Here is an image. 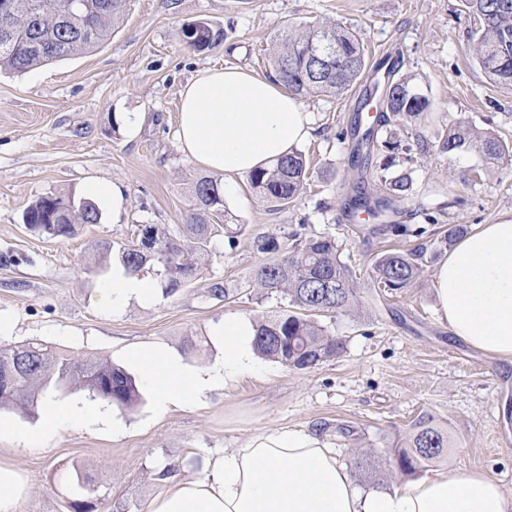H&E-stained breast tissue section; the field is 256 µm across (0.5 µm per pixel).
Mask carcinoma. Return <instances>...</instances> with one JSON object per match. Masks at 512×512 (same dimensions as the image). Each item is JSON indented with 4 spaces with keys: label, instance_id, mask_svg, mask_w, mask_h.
<instances>
[{
    "label": "carcinoma",
    "instance_id": "1",
    "mask_svg": "<svg viewBox=\"0 0 512 512\" xmlns=\"http://www.w3.org/2000/svg\"><path fill=\"white\" fill-rule=\"evenodd\" d=\"M474 20L470 39L473 59L486 79L495 85L512 86V0H462ZM8 17L0 16V72L23 73L34 67L78 55L104 42L123 22L130 0H10ZM188 45L202 50L223 39V31L198 21ZM271 64L276 77L296 96H336L356 84L366 69L365 46L358 31L336 23L309 22L284 28L272 39ZM331 56L334 72L314 78L309 63L312 53ZM379 123L398 126L430 112V101L415 91L413 77L402 75L389 81L380 100ZM350 135L357 156L369 157L382 146L374 130L362 129L355 121ZM474 149L487 160L500 162L512 157V146L493 132L470 122L456 121L440 150L453 155ZM250 187L265 202L281 207L295 201L306 189L310 169L306 158L292 152L267 169L248 175ZM411 182L405 175L381 181L377 207L406 198ZM195 208L177 234L166 232L159 242L160 254L149 259L136 246L122 250L121 260L130 274L139 273L147 263L163 265L166 288L173 292L187 270L194 272L198 261L208 255L218 225L211 223L224 208V190L210 178L199 179L194 188ZM101 213L90 199L73 201L48 194L30 204L24 221L37 232L54 238L75 235L82 224H96ZM292 243L280 247L273 236H258L252 247L273 259L256 272L253 287L266 295L276 294L286 309L256 324L257 353L288 368L303 370L334 358L343 351L344 340L321 324L318 317L330 313L349 314L360 305L363 288L340 259L336 238L325 234H291ZM425 248L409 252H388L372 265L370 282L396 293L412 287L423 274ZM11 362L13 381L0 383V409L29 413L40 398L66 385L88 393V399L108 407L129 410L141 400L136 379L122 367L97 360L67 358L50 346L29 340L0 348V365ZM452 445L448 431L433 418L416 419L404 441L386 456L390 475L405 478L427 464L441 459ZM358 472L368 478L380 471V456L360 453L355 458Z\"/></svg>",
    "mask_w": 512,
    "mask_h": 512
}]
</instances>
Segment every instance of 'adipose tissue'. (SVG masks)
<instances>
[{
    "mask_svg": "<svg viewBox=\"0 0 512 512\" xmlns=\"http://www.w3.org/2000/svg\"><path fill=\"white\" fill-rule=\"evenodd\" d=\"M313 132L310 113L279 81L244 68L202 71L181 92L182 152L228 178L268 166ZM432 289L452 336L512 363V218L473 225L436 269ZM216 334L224 342L220 368L181 367L153 347L140 352L136 363L161 410L197 404L253 366L251 319L227 317ZM149 512H512V499L488 474L452 470L399 490L368 491L337 449L273 428L225 449L202 477L167 479Z\"/></svg>",
    "mask_w": 512,
    "mask_h": 512,
    "instance_id": "adipose-tissue-1",
    "label": "adipose tissue"
}]
</instances>
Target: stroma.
Instances as JSON below:
<instances>
[{"mask_svg":"<svg viewBox=\"0 0 512 512\" xmlns=\"http://www.w3.org/2000/svg\"><path fill=\"white\" fill-rule=\"evenodd\" d=\"M331 19L356 26L371 60L395 62L432 102V118L379 130L394 150L375 154L366 174L350 165L353 143L343 136L376 76L366 71L340 96L302 99L315 121L300 150L313 176L302 197L276 210L233 180L224 198L229 223L244 225L237 240L219 232L196 278L149 304L102 305L112 263L99 250L120 251L145 224L179 231L193 209L192 185L209 169L185 155L176 139L179 94L199 72L240 67L272 71L270 41L284 27ZM207 20L222 41L199 51L182 39L184 25ZM471 22L461 0H131L112 36L96 49L24 73L0 74V347L38 339L63 355L138 368L132 352L159 346L179 364L224 362L213 336L227 315L258 321L282 309L251 280L267 255L251 249L259 234L294 232L336 238L341 260L365 277L386 251L425 244L437 260L451 224H494L512 216V161L485 168L480 154L447 155L439 144L462 118L512 141V87L491 84L472 59ZM409 174L411 195L392 223L429 225L424 239L370 234L367 213L344 218L342 200L354 187L374 191L381 178ZM120 185V210L57 239L30 233L23 213L47 194L81 197L84 184ZM435 262L419 281L391 295L366 289L358 316L329 324L345 337L344 352L306 370L258 359L236 383L200 404L160 411L141 385V404L121 411L64 389L35 414L0 410V462L20 469L30 485L18 512H70L76 486L92 489L98 512H147L163 478L201 476L211 457L240 446L263 429L285 427L321 438L346 462L355 450L395 447L423 414L447 426L453 440L435 470H481L512 495V364L450 336L434 309ZM234 289L229 300L214 285Z\"/></svg>","mask_w":512,"mask_h":512,"instance_id":"obj_1","label":"stroma"}]
</instances>
